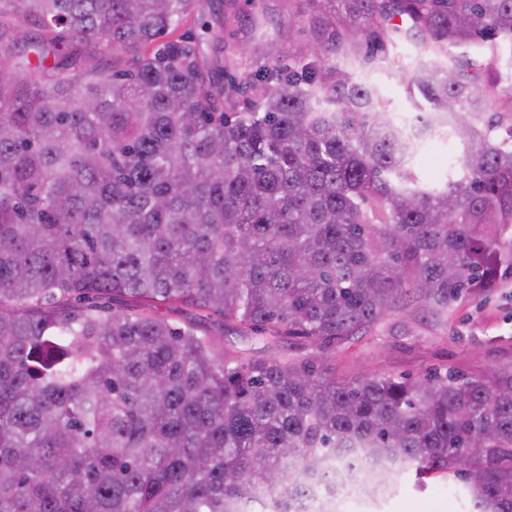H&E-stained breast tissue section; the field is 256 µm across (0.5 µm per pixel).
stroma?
Returning a JSON list of instances; mask_svg holds the SVG:
<instances>
[{"label": "stroma", "instance_id": "stroma-1", "mask_svg": "<svg viewBox=\"0 0 512 512\" xmlns=\"http://www.w3.org/2000/svg\"><path fill=\"white\" fill-rule=\"evenodd\" d=\"M239 17L224 31L223 41L210 39L200 17L185 25L202 54L211 61L235 60L238 70L259 72L281 55L299 52L311 39L307 21L310 0H239ZM261 14L266 32L258 40L251 30L252 14ZM403 58L407 69L391 68L388 60ZM408 45H391L387 56L357 70V79L370 84L382 97L389 118L411 117L415 111L407 92L408 68L414 67ZM459 142L445 137L429 139L416 157V170L427 180L441 179L449 161L461 154ZM324 369L350 379L373 370L393 377H412L430 369L465 372L493 369L512 363V284L461 297L447 316L434 315L424 304L399 311L368 332L329 345L319 358ZM377 512H466L464 502L448 486L430 482L416 490L410 476H401L397 491L382 501Z\"/></svg>", "mask_w": 512, "mask_h": 512}]
</instances>
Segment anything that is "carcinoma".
Instances as JSON below:
<instances>
[{
  "label": "carcinoma",
  "mask_w": 512,
  "mask_h": 512,
  "mask_svg": "<svg viewBox=\"0 0 512 512\" xmlns=\"http://www.w3.org/2000/svg\"><path fill=\"white\" fill-rule=\"evenodd\" d=\"M315 2L309 54L218 86L180 29L208 10L220 40L238 0H0V512H295L408 471L512 512V365L252 356L512 275V0ZM65 40L135 64L60 62ZM400 41L438 62L395 124L353 68ZM437 134L464 149L432 183ZM102 297L133 311L71 307ZM462 149L459 142L448 137L431 138L417 154L416 170L424 179L437 181L445 175L449 161L460 155Z\"/></svg>",
  "instance_id": "obj_1"
}]
</instances>
